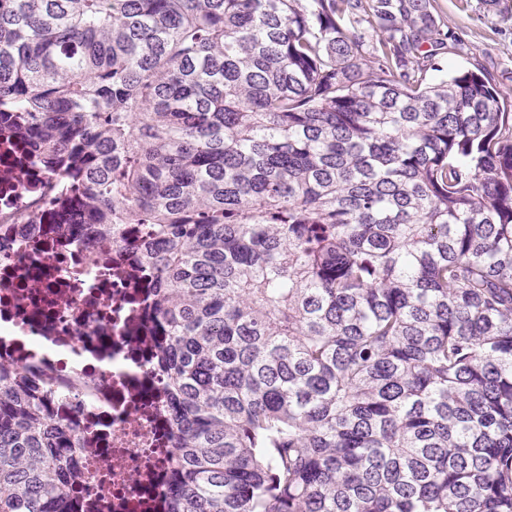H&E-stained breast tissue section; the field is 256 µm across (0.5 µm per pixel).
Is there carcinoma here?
<instances>
[{
	"instance_id": "cac0c4a2",
	"label": "carcinoma",
	"mask_w": 512,
	"mask_h": 512,
	"mask_svg": "<svg viewBox=\"0 0 512 512\" xmlns=\"http://www.w3.org/2000/svg\"><path fill=\"white\" fill-rule=\"evenodd\" d=\"M430 0H0V134L138 224L169 512H512V113ZM73 427L0 364V512Z\"/></svg>"
}]
</instances>
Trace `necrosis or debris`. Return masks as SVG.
Returning <instances> with one entry per match:
<instances>
[{"label":"necrosis or debris","mask_w":512,"mask_h":512,"mask_svg":"<svg viewBox=\"0 0 512 512\" xmlns=\"http://www.w3.org/2000/svg\"><path fill=\"white\" fill-rule=\"evenodd\" d=\"M63 194L0 139V363L28 367L79 431L78 495L93 512H168L169 393L143 342L152 276L91 225L49 233Z\"/></svg>","instance_id":"4bbe7bcc"}]
</instances>
